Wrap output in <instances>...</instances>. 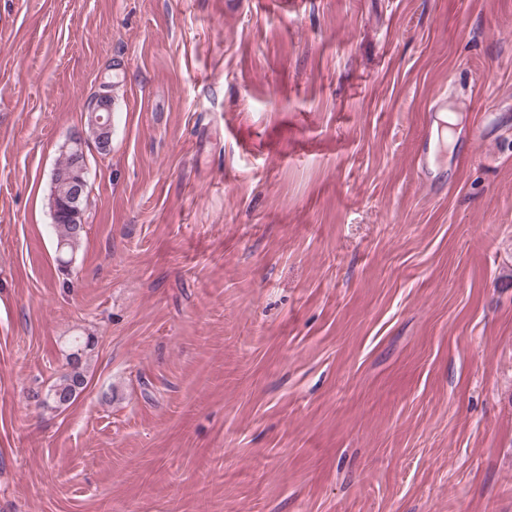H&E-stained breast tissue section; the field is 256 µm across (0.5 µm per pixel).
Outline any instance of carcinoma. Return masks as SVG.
<instances>
[{"label":"carcinoma","mask_w":512,"mask_h":512,"mask_svg":"<svg viewBox=\"0 0 512 512\" xmlns=\"http://www.w3.org/2000/svg\"><path fill=\"white\" fill-rule=\"evenodd\" d=\"M74 163V147H69L63 160L55 168L57 179L52 181L50 197V210L56 233V260L62 271L71 267L74 255L87 235L86 229L78 225L65 215L59 213L64 199L68 198L69 184L64 176L71 170ZM95 345L92 336H75L69 342L70 353L67 355L69 370L41 394L35 392L32 399L47 407L68 408L74 404L86 388V375L82 357Z\"/></svg>","instance_id":"1"}]
</instances>
